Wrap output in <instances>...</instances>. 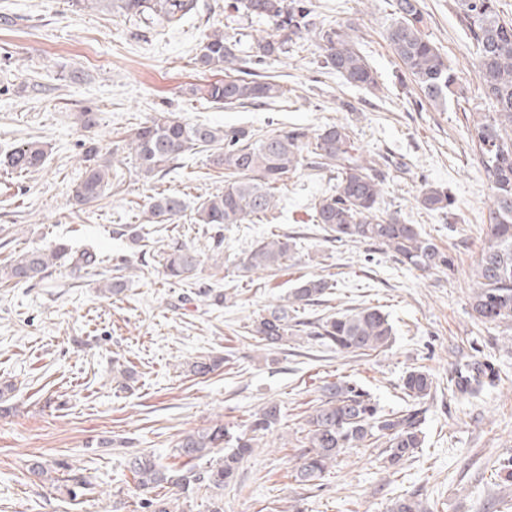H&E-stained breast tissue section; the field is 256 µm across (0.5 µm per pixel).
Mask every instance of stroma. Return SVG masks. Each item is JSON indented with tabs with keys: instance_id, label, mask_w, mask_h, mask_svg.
Returning a JSON list of instances; mask_svg holds the SVG:
<instances>
[{
	"instance_id": "1",
	"label": "stroma",
	"mask_w": 512,
	"mask_h": 512,
	"mask_svg": "<svg viewBox=\"0 0 512 512\" xmlns=\"http://www.w3.org/2000/svg\"><path fill=\"white\" fill-rule=\"evenodd\" d=\"M319 19L352 26L361 52L376 69L375 92L347 84L321 68L316 37L267 59L261 74L288 90L269 106L218 108L192 92L218 80L195 57L216 28L235 35L242 50L266 29L263 20L229 16L225 0H198L175 27L145 26L104 9L75 10L70 0H0V157L17 141L50 142L39 171L19 175L0 165V266L24 251L60 241L98 254L104 266L127 262L123 294L107 298L96 279L53 274L37 285L0 286V380L15 383L12 410L0 416V512H140L128 460L142 451L180 466L175 444L215 422L245 424L266 402L281 407L279 423L243 463L224 512H387L412 496L426 512H512V480L500 476L512 459V327L485 326L471 315V274L490 221V184L468 131L467 113L484 112L475 49L461 29L454 0H420L424 32L465 88L446 109L416 106L419 93L402 82L386 34L392 0H312ZM96 112L82 128L79 112ZM191 123L236 125L263 135L284 126L316 130L346 123L366 155L384 161L380 209L417 225L449 252L452 269L410 271L367 243L325 241L310 221L318 196L336 187L329 172L308 169L286 179L278 210L260 224L221 230L194 221L200 197L223 190L224 172L205 154L188 153L164 175L143 179L128 160L114 163L112 192L77 208L72 191L82 177V144L103 150L155 113ZM405 162L406 172L395 165ZM447 188L451 218L420 209L421 181ZM176 192L188 204L174 224H148L149 196ZM136 231L140 246L126 233ZM297 242L291 266L245 274L237 264L270 234ZM179 241L201 253L220 249L221 266L196 279L167 280L159 254ZM321 276L336 289L306 307L313 319L376 306L389 313L396 338L368 357L342 355L305 336L272 351L245 336L261 309L280 303L299 277ZM220 291L223 304L200 296ZM218 356L204 377H188L186 362ZM488 365L495 386L460 393L457 369ZM413 367L434 379L425 403L423 448L399 468L385 467L378 449L349 448L325 476L302 485L293 472L302 453L301 425L323 381L348 377L389 410L403 407L399 384ZM132 374L120 378V371ZM60 460L89 484L76 499L27 470L30 460Z\"/></svg>"
}]
</instances>
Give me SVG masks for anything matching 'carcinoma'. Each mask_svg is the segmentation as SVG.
I'll list each match as a JSON object with an SVG mask.
<instances>
[{
  "mask_svg": "<svg viewBox=\"0 0 512 512\" xmlns=\"http://www.w3.org/2000/svg\"><path fill=\"white\" fill-rule=\"evenodd\" d=\"M460 24L476 49L474 66L482 92L492 111L470 113L468 131L478 149L480 164L492 189V223L487 225L481 259L474 269L470 297L471 315L483 325L512 323V21L503 19L498 0H455ZM83 9L102 7L142 23L174 26L197 8V0H72ZM225 7L235 13L268 22L269 29L252 37L254 62L288 52L289 42L313 33L320 40L323 68L339 74L347 83L368 91L378 89L376 72L361 53L348 25H326L315 20L311 0H228ZM395 20L387 40L403 74L421 97L423 106L443 104L448 98L463 97L464 87L452 72L447 58L423 31L424 14L419 0H393ZM240 40L220 29L206 35L196 63L224 72V79L205 85L204 98L220 107H244L265 103L286 95L287 89L269 76L246 69L240 56ZM122 151L135 160L139 174L152 179L163 173L179 156L204 153L210 163L224 170V191L205 197L195 211L198 224H258L278 208L279 184L309 160L336 175V188L312 206L311 221L321 226L326 238L338 243H370L389 253L410 270L427 272L452 267V258L415 224H406L379 209L385 177L355 145L353 130L344 123L326 124L315 131L304 128L277 129L256 136L244 127H216L191 124L170 112L133 129L122 140ZM49 144L28 140L15 144L3 164L17 174L40 170L48 157ZM85 172L73 191L75 205L90 206L112 189L111 160L101 157L98 146L85 147ZM417 204L431 214L452 213L454 200L448 191L421 181ZM185 211L177 194H160L147 204L149 223L172 224ZM292 237L266 238L240 260L246 273L273 271L295 258ZM205 260L192 247L175 244L160 254L163 274L179 282L201 272ZM71 278L102 279L103 295H117L128 285L124 274L98 267L94 252L75 253L64 242L49 249L26 251L5 268L0 277L14 285L43 283L60 268ZM333 288L324 278L299 280L286 303L267 307L250 328V336L262 348L285 345L292 336L305 334L338 353L368 355L388 348L393 328L388 316L377 306L336 312L315 322L297 320L294 313L312 304ZM221 364L202 358L188 365L187 372L204 376ZM466 364L459 369L456 384L468 377L472 386L466 393L484 387ZM433 378L419 368L403 377L402 391L408 407L387 412L359 383L345 377L321 387L319 402L305 418V442L294 480L309 485L324 477L346 448L358 445L383 446L385 461L396 466L407 462L423 447L419 405L431 396ZM280 405L270 402L252 415L245 429L232 432L222 423L183 435L175 444L176 455L185 459L183 468L171 470L152 452L136 454L128 468L144 512H224V489L236 479L241 464L258 447V441L280 419ZM176 488L171 498L158 489Z\"/></svg>",
  "mask_w": 512,
  "mask_h": 512,
  "instance_id": "1",
  "label": "carcinoma"
}]
</instances>
